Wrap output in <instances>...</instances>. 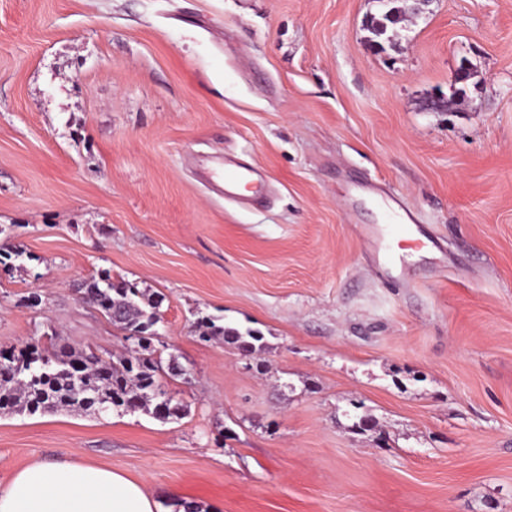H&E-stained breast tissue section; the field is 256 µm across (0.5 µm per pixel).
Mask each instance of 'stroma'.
<instances>
[{"label":"stroma","instance_id":"1","mask_svg":"<svg viewBox=\"0 0 512 512\" xmlns=\"http://www.w3.org/2000/svg\"><path fill=\"white\" fill-rule=\"evenodd\" d=\"M378 13L0 0V246L31 256L0 263V350L126 354L79 292L105 270L159 300L186 407L0 414V488L77 461L164 512H512V0ZM204 316L258 330L265 370Z\"/></svg>","mask_w":512,"mask_h":512}]
</instances>
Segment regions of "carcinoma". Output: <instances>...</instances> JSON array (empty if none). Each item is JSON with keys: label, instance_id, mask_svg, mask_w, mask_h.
<instances>
[{"label": "carcinoma", "instance_id": "cac0c4a2", "mask_svg": "<svg viewBox=\"0 0 512 512\" xmlns=\"http://www.w3.org/2000/svg\"><path fill=\"white\" fill-rule=\"evenodd\" d=\"M83 299L124 331L139 330L145 334L161 321L159 302L143 307L136 290L112 282L109 272L83 285ZM200 339L215 336L237 346L248 356L263 349V337L256 331H242L218 325L213 319L199 323ZM175 367L164 363L152 348L150 338L139 342L132 355L105 361L93 353L60 357L56 352L30 343L19 354L0 351V412H51L59 408H79L87 412L99 410L103 401L114 408L152 410V414L168 419L179 417L184 406L172 403L161 389L159 378Z\"/></svg>", "mask_w": 512, "mask_h": 512}]
</instances>
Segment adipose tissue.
Instances as JSON below:
<instances>
[{
    "instance_id": "ef3b65f1",
    "label": "adipose tissue",
    "mask_w": 512,
    "mask_h": 512,
    "mask_svg": "<svg viewBox=\"0 0 512 512\" xmlns=\"http://www.w3.org/2000/svg\"><path fill=\"white\" fill-rule=\"evenodd\" d=\"M0 512H161L145 487L103 466L37 463L0 489Z\"/></svg>"
}]
</instances>
